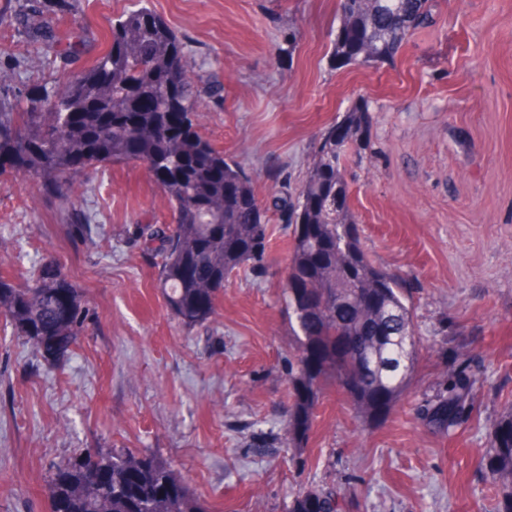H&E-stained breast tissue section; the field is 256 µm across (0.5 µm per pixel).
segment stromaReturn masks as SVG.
<instances>
[{"instance_id": "1", "label": "stroma", "mask_w": 512, "mask_h": 512, "mask_svg": "<svg viewBox=\"0 0 512 512\" xmlns=\"http://www.w3.org/2000/svg\"><path fill=\"white\" fill-rule=\"evenodd\" d=\"M186 44L193 77L219 72L224 102L198 130L243 166L261 205L297 197L321 133L358 102L372 146L345 163L371 261L398 276L420 337L402 400L360 426L326 385L300 447L284 421L297 373L282 294L293 228L268 214L266 265L230 275L215 316L179 323L136 228L173 223L140 163L86 171L70 201L33 176L0 173V275L28 280L52 260L93 313L86 336L44 364L0 319V512H49L52 466L87 448L147 450L209 512H287L301 489L336 485L343 512H490L477 454L512 403V0H436L391 61L335 68L337 0H146ZM132 0H70L45 13L56 35L82 29L89 54L60 67L0 0V110L69 80L106 48ZM81 210L91 241L69 235ZM477 409L444 437L418 412L459 347Z\"/></svg>"}]
</instances>
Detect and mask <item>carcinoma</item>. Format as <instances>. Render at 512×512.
Segmentation results:
<instances>
[{
	"label": "carcinoma",
	"instance_id": "obj_1",
	"mask_svg": "<svg viewBox=\"0 0 512 512\" xmlns=\"http://www.w3.org/2000/svg\"><path fill=\"white\" fill-rule=\"evenodd\" d=\"M342 35L333 40L338 66L391 61L413 29L432 16L430 0H338ZM35 7L28 28L52 43ZM111 44L65 84L28 99L24 112L0 111V170L35 175L45 191L69 201L77 178L107 163L146 166L165 193L177 223L139 229L156 260L158 288L180 324L204 325L216 311L224 280L267 253L265 211L250 176L197 130L201 103L223 98L215 74L195 80L181 39L142 0L111 23ZM83 38L71 32L55 51L72 64ZM370 144L367 104H358L327 128L314 150L297 202L273 198V208L294 224L285 276L304 284L303 296L284 290L297 340L298 375L287 432L301 438L330 380L347 394L357 417L385 418L408 388L417 360L412 306L401 281L367 257L350 208L342 169L349 150ZM315 224L309 238L297 225ZM0 316L13 335L48 365L70 349H42L50 338L78 343L91 310L67 277L38 266L25 285L0 276ZM475 407L466 353L447 368L436 394L422 408L425 425L447 435ZM480 467L496 486L494 512H512V404L489 431ZM181 480L171 465L143 451L88 448L53 471L51 512H207L189 489L174 500L160 488ZM334 488L294 495L288 512H341Z\"/></svg>",
	"mask_w": 512,
	"mask_h": 512
}]
</instances>
